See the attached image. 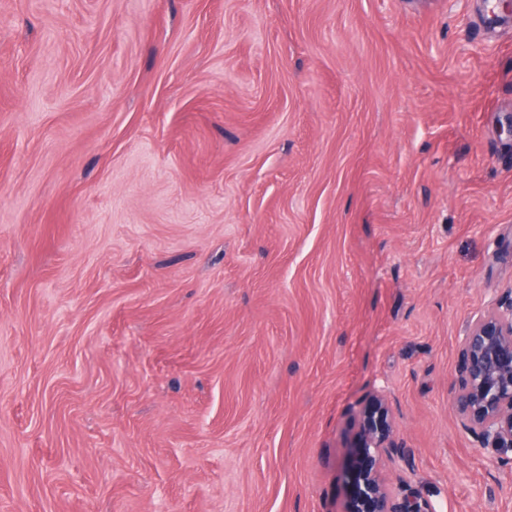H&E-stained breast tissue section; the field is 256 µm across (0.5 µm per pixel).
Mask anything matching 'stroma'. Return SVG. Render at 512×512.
Wrapping results in <instances>:
<instances>
[{"label": "stroma", "instance_id": "35a3bbf8", "mask_svg": "<svg viewBox=\"0 0 512 512\" xmlns=\"http://www.w3.org/2000/svg\"><path fill=\"white\" fill-rule=\"evenodd\" d=\"M512 12L0 0V512H512L448 392L512 300ZM358 455L348 474L352 498L344 512H433L408 491L413 474L411 452L398 441L393 429V410L383 389L370 393L361 410ZM397 470L395 493L383 475L384 461Z\"/></svg>", "mask_w": 512, "mask_h": 512}]
</instances>
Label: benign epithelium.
Wrapping results in <instances>:
<instances>
[{"instance_id":"7a95c632","label":"benign epithelium","mask_w":512,"mask_h":512,"mask_svg":"<svg viewBox=\"0 0 512 512\" xmlns=\"http://www.w3.org/2000/svg\"><path fill=\"white\" fill-rule=\"evenodd\" d=\"M449 404L492 462L512 465V301L491 304L469 324ZM357 448L345 512H433L408 492L411 452L395 438L393 410L383 389L372 391L361 410Z\"/></svg>"}]
</instances>
